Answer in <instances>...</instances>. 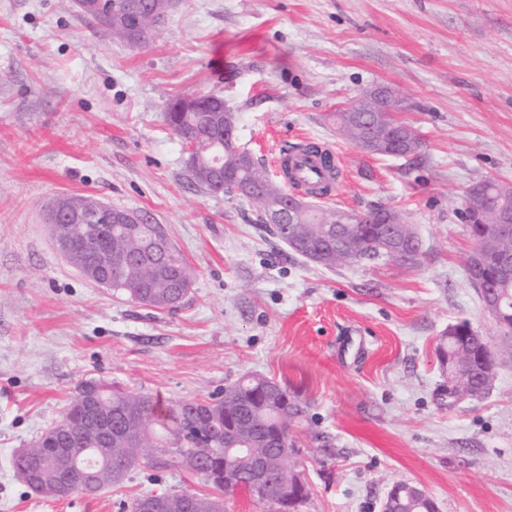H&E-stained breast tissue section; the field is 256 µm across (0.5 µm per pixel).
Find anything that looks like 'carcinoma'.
I'll use <instances>...</instances> for the list:
<instances>
[{
    "mask_svg": "<svg viewBox=\"0 0 512 512\" xmlns=\"http://www.w3.org/2000/svg\"><path fill=\"white\" fill-rule=\"evenodd\" d=\"M88 14L93 21L113 37L133 45L148 44L155 36L156 26L164 25L170 10H165L156 20H146L139 29L124 22L135 4V0H87ZM233 113L218 114L219 130L208 138L191 143V148L200 155L199 163L189 172L205 191H212L209 164L218 160L224 165L231 186L224 193L242 197L248 201L255 195L277 198L282 188L265 181L266 169L258 164L248 152L239 147H224V117ZM336 124L345 127L343 136L359 143L360 126L347 122L344 112H335ZM166 121L180 138L192 135L202 121L200 112H168ZM259 212L258 222L273 238L288 243L284 228L270 222L266 210L255 204ZM334 210H316L303 223L293 225L296 238L312 243L314 254L300 256L324 267L343 266L346 261L336 255ZM384 226L381 224H353L349 237L361 261H391L380 249ZM400 244L409 253L408 259L396 263L408 268L418 264L420 241L411 227L404 229ZM73 263L80 267L94 259L96 249L79 234L72 242ZM112 253L120 259L112 262L108 271L112 274V291L123 294L128 300L155 309H173L181 304L178 299L176 277L178 271L187 267L180 253L168 239L160 224H114L112 225ZM102 409L112 420V455L105 465L95 462L86 450L85 440L90 425L80 412L68 403L66 412L58 424L70 427L75 438L70 446V455L57 460L60 471L67 470L70 459H86L87 470L93 474L98 489H103L124 480L130 468L139 461H150L153 452L163 450L181 458L194 454L202 461L197 472L218 494L224 490V465L233 470L234 488L250 490V463L235 458L224 461V432L231 431L245 437L254 452L258 453L273 475L284 478L279 469L283 449L291 447L290 426L305 414L304 407L288 390L276 382L257 375L244 374L224 389L220 395L207 400L183 401L167 412L159 410L153 396L113 383L91 381ZM53 428H48L40 440L28 448V456L16 457L13 466L16 472L37 480L39 493L52 498L62 497L51 472L42 470V462L52 439Z\"/></svg>",
    "mask_w": 512,
    "mask_h": 512,
    "instance_id": "carcinoma-1",
    "label": "carcinoma"
}]
</instances>
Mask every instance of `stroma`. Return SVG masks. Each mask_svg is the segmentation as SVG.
Segmentation results:
<instances>
[{
    "label": "stroma",
    "mask_w": 512,
    "mask_h": 512,
    "mask_svg": "<svg viewBox=\"0 0 512 512\" xmlns=\"http://www.w3.org/2000/svg\"><path fill=\"white\" fill-rule=\"evenodd\" d=\"M379 82L411 101L420 153L368 154L330 120ZM210 93L264 166L305 139L331 147L341 185L321 206L399 210L423 242L418 265L317 266L263 232L248 201L199 188L165 112ZM487 178L512 182V0H179L143 47L65 0H0V512L209 493L159 453L97 495L51 499L11 459L82 382L168 409L245 374L305 407L290 433L301 512H382L398 481L439 512H512V360L484 398L450 403L435 352L463 321L506 342L465 272V192ZM63 194L162 225L193 275L182 304L156 310L84 278L46 223Z\"/></svg>",
    "instance_id": "35a3bbf8"
}]
</instances>
